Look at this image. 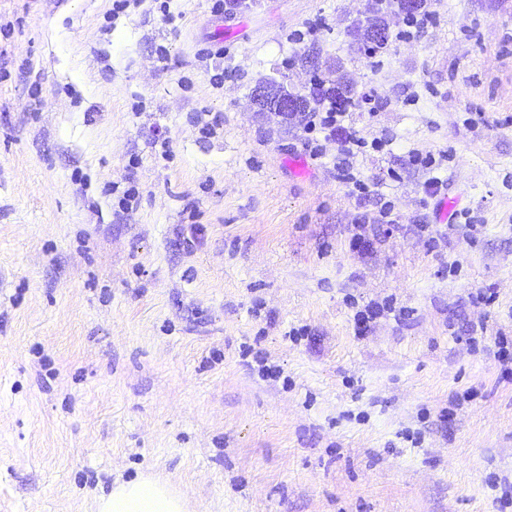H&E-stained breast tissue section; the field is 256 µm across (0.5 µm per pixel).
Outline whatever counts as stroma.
Here are the masks:
<instances>
[{"label":"stroma","mask_w":512,"mask_h":512,"mask_svg":"<svg viewBox=\"0 0 512 512\" xmlns=\"http://www.w3.org/2000/svg\"><path fill=\"white\" fill-rule=\"evenodd\" d=\"M111 7L0 0V512H96L146 474L188 512H512V0H428L401 41L387 13L374 54L353 28L376 0ZM338 60L351 124L391 141L356 160L379 199L332 144L296 176L300 127L253 103ZM413 148L447 154L459 201L434 248ZM383 198L396 224L360 256ZM388 300L404 316L356 335Z\"/></svg>","instance_id":"stroma-1"}]
</instances>
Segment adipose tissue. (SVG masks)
<instances>
[{"label":"adipose tissue","mask_w":512,"mask_h":512,"mask_svg":"<svg viewBox=\"0 0 512 512\" xmlns=\"http://www.w3.org/2000/svg\"><path fill=\"white\" fill-rule=\"evenodd\" d=\"M97 512H187L183 494L173 485L147 475L116 483L102 497Z\"/></svg>","instance_id":"obj_1"}]
</instances>
